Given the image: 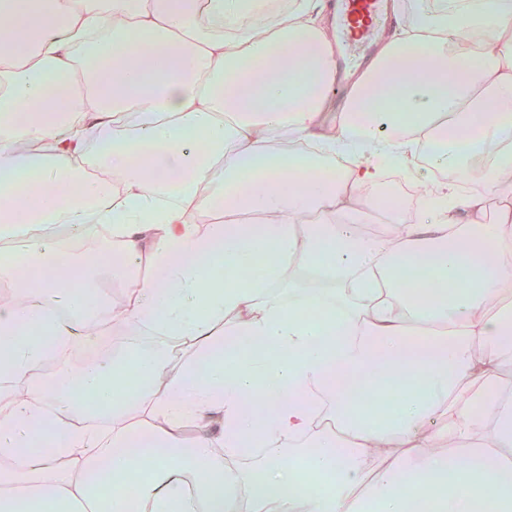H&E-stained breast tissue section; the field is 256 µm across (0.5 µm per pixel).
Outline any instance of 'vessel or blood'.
Listing matches in <instances>:
<instances>
[{"label": "vessel or blood", "mask_w": 512, "mask_h": 512, "mask_svg": "<svg viewBox=\"0 0 512 512\" xmlns=\"http://www.w3.org/2000/svg\"><path fill=\"white\" fill-rule=\"evenodd\" d=\"M394 20L389 0H336L340 64L348 74L368 67Z\"/></svg>", "instance_id": "vessel-or-blood-1"}]
</instances>
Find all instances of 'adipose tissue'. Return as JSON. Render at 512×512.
I'll return each mask as SVG.
<instances>
[{
	"mask_svg": "<svg viewBox=\"0 0 512 512\" xmlns=\"http://www.w3.org/2000/svg\"><path fill=\"white\" fill-rule=\"evenodd\" d=\"M329 25L327 0H0V235L105 215L118 242L91 275L49 236L0 265L30 295L0 302V512H171L190 472L207 476L205 512H512V305L486 309L512 281V0H437L340 112ZM420 139L438 169L477 163L481 193L434 187L416 223L396 213L395 236L362 235L347 208L384 180L379 145L403 165ZM302 141L351 156L345 177L287 151ZM295 253L339 289L304 293L320 321L273 297ZM101 275L125 288L127 322L190 343V359L120 350L38 376L49 343L88 328ZM19 379L24 400L5 390ZM400 379L404 397L374 418L369 398ZM261 385L271 453L260 475L229 472ZM76 393L110 436L39 405ZM322 411L336 431L317 428ZM141 415L158 425L136 443ZM37 441L71 467L26 455Z\"/></svg>",
	"mask_w": 512,
	"mask_h": 512,
	"instance_id": "adipose-tissue-1",
	"label": "adipose tissue"
}]
</instances>
